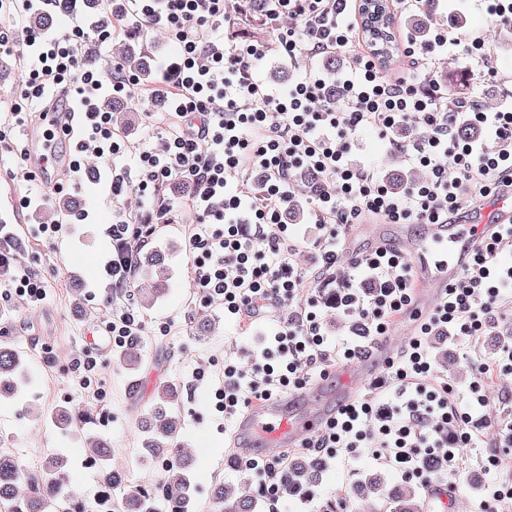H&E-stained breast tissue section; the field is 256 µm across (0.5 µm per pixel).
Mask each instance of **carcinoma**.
I'll use <instances>...</instances> for the list:
<instances>
[{"label":"carcinoma","mask_w":512,"mask_h":512,"mask_svg":"<svg viewBox=\"0 0 512 512\" xmlns=\"http://www.w3.org/2000/svg\"><path fill=\"white\" fill-rule=\"evenodd\" d=\"M432 0L417 6L418 17L411 21L414 35L424 38L436 18L430 5ZM373 35L382 41L381 70L398 67L399 39L395 14L391 11L379 18L372 19ZM148 32L134 27H126L115 36V54L125 69L136 75L140 83H151L153 71L148 61ZM142 42V47L134 49L131 43ZM349 56L343 51L326 53L321 60V76L326 86V96L336 101L339 96L336 77L348 62ZM388 184L394 190L404 188L410 175L398 167V153L389 156L386 163ZM321 176L314 171L304 169L294 173L292 182L295 191H304L312 184L318 183ZM137 267L147 274L161 278L168 276V267L164 256L155 251L136 257ZM25 360L17 348L8 342L0 341V393L11 394L17 390L16 378L22 371ZM176 392L173 385L167 383L158 386L153 392L151 402V436L145 447L156 457L167 458L164 478L156 486L167 509L175 512H189L192 506L189 466L187 457L181 452L176 439L178 422L167 411L173 406ZM64 458L51 455L46 458L43 468L35 473L22 470L15 452L0 445V512H79L67 484L63 468ZM322 459L303 457L288 468L290 488L306 492L315 482L324 467ZM25 484L28 495L18 497V486ZM382 491V478L374 477L364 480L357 486V499L354 501L338 499L328 507L326 512H361L358 500ZM213 500L218 512H255L256 502L253 498L238 494L230 486L219 484L214 488ZM391 501L396 504V512H425V501L409 487L392 494ZM156 500L152 494L143 490L128 492L121 497V512H157Z\"/></svg>","instance_id":"cac0c4a2"}]
</instances>
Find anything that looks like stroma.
<instances>
[{
  "instance_id": "35a3bbf8",
  "label": "stroma",
  "mask_w": 512,
  "mask_h": 512,
  "mask_svg": "<svg viewBox=\"0 0 512 512\" xmlns=\"http://www.w3.org/2000/svg\"><path fill=\"white\" fill-rule=\"evenodd\" d=\"M438 19L460 14L464 30L471 35H489L493 45L484 67L490 75L475 79L471 58L461 49H449L447 56L455 63L458 79L441 77L449 94L483 101L496 95L500 104L512 102V25L494 21L484 0H437ZM160 102L139 105L130 113L123 133L132 147L149 144L153 150L164 147V137L150 115L160 111ZM388 139L378 130L366 129L352 138L354 164L375 177H383V162L391 154ZM14 153H0V209L12 212L15 232L22 242L20 264L48 281L43 303L29 306L20 298H0V338L16 344L28 359V380L17 395L0 397V445L15 451L24 470L41 468L48 454L68 461L69 487L84 505H94V495L101 490L98 463L91 448L95 440L112 444L109 465L119 473L126 489L158 482L163 470L158 458L144 446L145 435L140 418L152 399L155 386L174 384L178 399L174 414L179 421L178 440L192 459L189 473L194 512H216L211 489L224 483L238 491H258L257 479L245 477L232 456V442L224 430V418L215 409V392L224 385V360L231 357L250 363L257 338L270 335L281 321L305 305L310 290H302L290 304L257 315L245 325L225 316L220 302H204L194 288L186 245L189 227L162 224L150 244L166 256L170 276L167 289L155 304L142 306L141 288L150 285L144 272H137L135 285L114 302H107V290L101 277L100 263L110 249L113 203L107 189L88 182L73 184L63 177L64 193L78 197L89 213L85 224L65 225L59 236L44 238L41 224L54 219L57 197H49L40 212L16 210L24 195L44 191L42 180L22 183L15 179ZM296 199L304 213L293 231L302 246L294 255L296 266L314 273L320 255L314 225L308 224L312 204L307 194ZM80 275L84 285L82 299L73 295V275ZM129 309L142 323L137 338L141 361L130 367L119 360V347L102 349L99 334L105 333L112 311ZM206 315L217 321L216 330L199 335L194 320ZM512 342V301L503 300L496 309L486 335L468 341L435 343L432 349L438 380L453 387L452 401L465 403L472 380L469 360L494 361L495 346ZM86 354L97 362L94 374L84 375L73 360ZM489 399L483 414L488 427L479 431L474 447L465 449L458 474L447 476L433 488L426 489L432 512H478L479 490L484 485L512 482V455L499 451L496 421L512 416V373H491L486 382ZM66 407L84 414L80 425L61 427L51 413ZM500 455L502 465L490 468L488 459ZM380 475L387 485L407 484L419 489L421 479L403 478L385 460L365 452L351 455L338 452L327 459L319 482L310 488L307 501L286 496L278 504L279 512H323L326 502L353 496L359 481ZM424 488V487H423Z\"/></svg>"
}]
</instances>
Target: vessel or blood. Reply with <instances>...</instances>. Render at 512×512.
Masks as SVG:
<instances>
[{"mask_svg": "<svg viewBox=\"0 0 512 512\" xmlns=\"http://www.w3.org/2000/svg\"><path fill=\"white\" fill-rule=\"evenodd\" d=\"M63 118L61 107L48 104L27 130V163L41 175H49L63 165L56 139ZM509 225H512V199L493 194L444 224L395 225V236L391 239L380 229H368L372 250L400 248L412 265L415 283L412 300L393 324L400 337L406 339L415 334L420 316L439 303L448 288L471 266L480 245L500 235ZM392 355L389 337H382L374 350L363 357L328 369L303 408L295 406L297 394L277 393L250 404L237 422V431L256 437L270 454L300 446L338 416L337 409L324 400L322 389L342 384L346 400H354L379 363L391 359Z\"/></svg>", "mask_w": 512, "mask_h": 512, "instance_id": "b4317fda", "label": "vessel or blood"}]
</instances>
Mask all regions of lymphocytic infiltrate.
<instances>
[{"mask_svg":"<svg viewBox=\"0 0 512 512\" xmlns=\"http://www.w3.org/2000/svg\"><path fill=\"white\" fill-rule=\"evenodd\" d=\"M355 2L264 0L269 20L278 24L286 16L291 26L278 24L272 46L227 47L220 40L231 19L225 0H112L111 10L91 25L76 20L65 33L28 27L21 45L15 40V24L47 12L51 0H0V16L9 18L0 23V55L24 61L20 101L0 124V143L19 133L23 105L41 101L55 88L72 101L73 117L65 121L62 136L71 147L69 170L75 181H109L113 201L133 193L144 196L162 217L171 211L164 187L175 179L191 185L179 219L191 227L194 286L205 300H222L225 311L240 318L293 300L308 279L292 263L301 242L287 222L296 169L334 180L335 192L313 193L321 248L315 278L335 286L337 301L352 319L354 338L343 356L353 358L370 338L384 335L409 303L413 277L399 253L377 251L365 269L378 282L372 291H362L355 276L336 271L341 249L337 225L355 224L366 216L392 224H444L450 213L488 192L512 194V105L485 112L469 98H449L436 80L385 78L355 33ZM128 23L164 30L179 46L178 61L160 66L153 88L139 86L118 64L111 79H104L82 59L88 34L104 43ZM450 45L468 53L483 47L479 38H452L442 30L424 42L407 39L405 55L411 66L426 70L435 50ZM346 47L353 48L354 56L350 72L338 81L336 103L326 99L325 84L315 75L302 78L282 96L252 75L253 65L273 48L292 61ZM106 93L163 101L157 119L165 138L162 152L126 145L111 113L99 107ZM408 121L423 124L417 158L431 175L396 194L353 165L349 139L366 127L386 132ZM464 123L483 130L484 140H459L456 129ZM231 172L238 183L230 192L226 176ZM155 231L151 219L117 210L111 257L103 267L112 291L132 287L135 257ZM508 241L512 227L483 244L404 353L386 362L393 401L345 404L337 420L306 442L308 451L318 456L339 448L350 453L366 448L405 475L422 479L438 455H447L449 465L458 464L461 449L471 447L476 431L487 424L472 412L487 403L482 377L489 367L478 365L469 404L462 409L448 402L452 386L433 380L428 348L437 337L466 340L486 329L490 313L512 289V268L501 270L495 262ZM20 248L11 224L0 219V286L31 302L42 301L45 281L19 264ZM325 343L315 310L292 316L251 368L225 363L216 410L229 421L275 391L304 389L335 360ZM240 470L259 479L269 507H276L288 483L282 458L253 457L242 461Z\"/></svg>","mask_w":512,"mask_h":512,"instance_id":"1","label":"lymphocytic infiltrate"}]
</instances>
